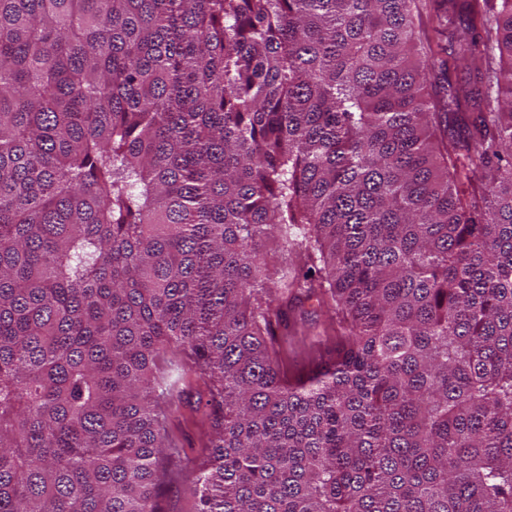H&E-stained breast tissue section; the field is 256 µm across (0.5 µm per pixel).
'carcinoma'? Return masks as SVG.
Returning a JSON list of instances; mask_svg holds the SVG:
<instances>
[{"label": "carcinoma", "mask_w": 512, "mask_h": 512, "mask_svg": "<svg viewBox=\"0 0 512 512\" xmlns=\"http://www.w3.org/2000/svg\"><path fill=\"white\" fill-rule=\"evenodd\" d=\"M441 5L464 83L422 0H0V512H512V0ZM282 332L278 333V337H282L284 341V346L288 352V370L291 375H298L307 372L309 369L313 367L311 360L316 357H325L327 358V353L335 346V340L326 342L321 345H317L313 348L311 357L307 352H303L299 349L292 350L288 344V337L281 336ZM189 380L181 401L169 409L166 426L168 432L179 439L183 448H201L200 430L188 419L191 415L201 416L209 411L206 406L207 397L203 385L195 381L193 373ZM162 512H196V501L184 482L168 485L160 498Z\"/></svg>", "instance_id": "1"}]
</instances>
